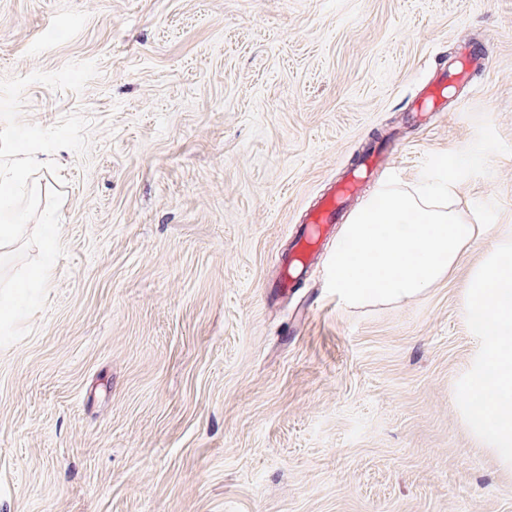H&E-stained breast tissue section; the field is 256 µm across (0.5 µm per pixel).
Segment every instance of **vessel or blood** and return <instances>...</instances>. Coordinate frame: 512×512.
Segmentation results:
<instances>
[{
    "label": "vessel or blood",
    "instance_id": "obj_1",
    "mask_svg": "<svg viewBox=\"0 0 512 512\" xmlns=\"http://www.w3.org/2000/svg\"><path fill=\"white\" fill-rule=\"evenodd\" d=\"M488 40L482 39L461 47L451 59L447 70L434 75L416 92L417 103L412 104L409 115L413 122H422L425 113L445 111L446 100L452 91L464 87L469 68L485 66L488 60ZM390 150L383 142H374L367 148L362 159L348 172L347 181L340 187H327L301 216L295 232L293 249L286 254L281 265L287 278L296 280L305 270L304 255L318 243L326 241L338 222L344 220L354 198L370 184Z\"/></svg>",
    "mask_w": 512,
    "mask_h": 512
}]
</instances>
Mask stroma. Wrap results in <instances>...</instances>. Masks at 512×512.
Masks as SVG:
<instances>
[{
    "instance_id": "stroma-1",
    "label": "stroma",
    "mask_w": 512,
    "mask_h": 512,
    "mask_svg": "<svg viewBox=\"0 0 512 512\" xmlns=\"http://www.w3.org/2000/svg\"><path fill=\"white\" fill-rule=\"evenodd\" d=\"M489 38L471 93L430 125L420 84ZM93 61L82 92L35 83L19 118L90 122L55 152L60 239L43 309L0 348V512H512V468L455 386L482 258L403 305L351 310L332 237L279 296L292 226L362 147L378 182L512 146V0H0V79ZM458 184L512 236V153Z\"/></svg>"
}]
</instances>
